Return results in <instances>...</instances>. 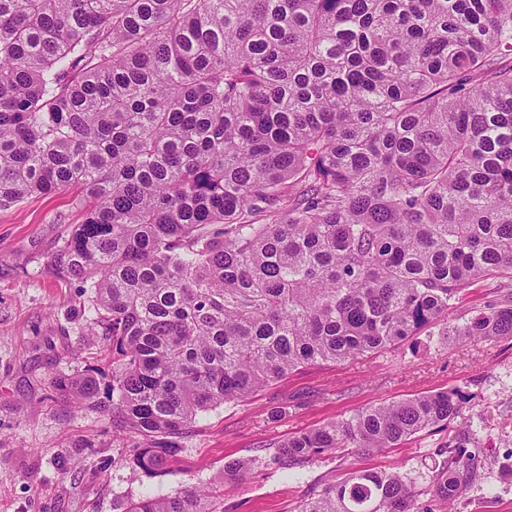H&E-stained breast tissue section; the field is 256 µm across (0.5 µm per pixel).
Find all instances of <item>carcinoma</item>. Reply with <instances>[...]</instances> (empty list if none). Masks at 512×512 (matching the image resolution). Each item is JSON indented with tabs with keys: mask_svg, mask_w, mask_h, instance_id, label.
Instances as JSON below:
<instances>
[{
	"mask_svg": "<svg viewBox=\"0 0 512 512\" xmlns=\"http://www.w3.org/2000/svg\"><path fill=\"white\" fill-rule=\"evenodd\" d=\"M77 187L51 254L91 289L88 328L152 472L203 413L302 365L423 331L512 337V0H0V209ZM450 389L285 440L289 469L370 455L464 418ZM448 441L422 488L357 469L296 512H446L476 477ZM125 512H223L177 490ZM512 288L500 287L497 283L487 281L474 286L472 289L463 292L461 302L456 304V308L448 311V324L453 323L455 319L464 311L483 306L487 301L497 298L501 293Z\"/></svg>",
	"mask_w": 512,
	"mask_h": 512,
	"instance_id": "cac0c4a2",
	"label": "carcinoma"
}]
</instances>
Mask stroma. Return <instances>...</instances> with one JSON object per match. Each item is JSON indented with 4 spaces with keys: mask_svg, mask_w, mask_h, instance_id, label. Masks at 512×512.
<instances>
[{
    "mask_svg": "<svg viewBox=\"0 0 512 512\" xmlns=\"http://www.w3.org/2000/svg\"><path fill=\"white\" fill-rule=\"evenodd\" d=\"M82 220L74 189L0 209V512H124L128 501L199 487L224 512H294L313 491L357 468L397 470L425 485L442 462L444 430L374 455L324 453L291 470L274 454L288 437L372 405L450 388L474 396L467 414L480 447L478 479L452 512H512V339L410 337L358 360L298 368L247 399L199 416L181 451L158 474L133 463L134 437L95 407L55 395L59 375L90 373L109 383L111 360L79 321L90 291L49 265ZM247 462L238 481L230 461ZM68 476H60V466Z\"/></svg>",
    "mask_w": 512,
    "mask_h": 512,
    "instance_id": "1",
    "label": "stroma"
}]
</instances>
